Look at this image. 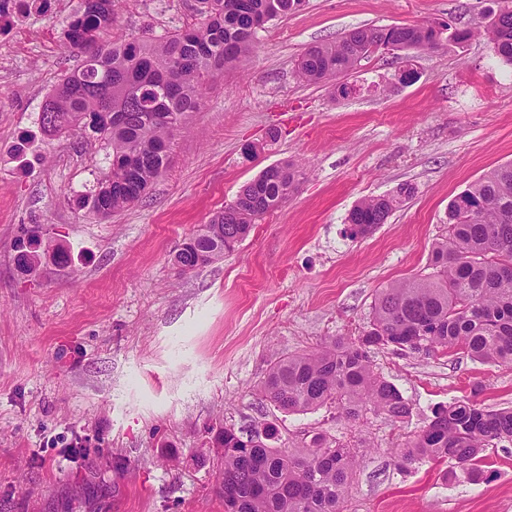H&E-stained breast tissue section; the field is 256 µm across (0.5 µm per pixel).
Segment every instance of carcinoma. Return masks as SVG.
Wrapping results in <instances>:
<instances>
[{"label": "carcinoma", "instance_id": "carcinoma-1", "mask_svg": "<svg viewBox=\"0 0 512 512\" xmlns=\"http://www.w3.org/2000/svg\"><path fill=\"white\" fill-rule=\"evenodd\" d=\"M198 21L159 39L104 42L116 21L115 0H84L69 24L70 46L97 51L64 77L39 114L48 134L90 130L111 149L110 164L78 208L97 217L137 202L167 168L168 144L191 112L200 109L207 86L224 69L254 51L256 30L296 13L305 0H196ZM446 22L359 27L334 41L314 44L298 58L302 81L330 84L346 97L354 86L340 76L389 45L405 50L438 48ZM483 35L512 65V7L486 16L484 24L452 37L462 43ZM291 163L269 167L243 185L174 256L182 272L205 267L238 244L237 236L275 211L296 189ZM414 194L408 184L368 197L348 213L349 236L365 238ZM40 256L19 247L22 272ZM433 272L392 283L377 294L364 334L332 340L312 351L275 361L262 384L282 412L299 414L334 407L347 419L381 412L393 422L412 407L394 384L373 369L371 352L392 347L413 353L462 352L487 364L512 365V162L499 165L448 204V236L432 251ZM276 430L253 433L221 429L224 443L220 496L224 512H346V496L358 451L347 443L313 436L303 449L270 444ZM512 444V408L487 409L457 400L432 410L427 425L397 449V467L409 472L425 463H452L471 480L487 478L486 449Z\"/></svg>", "mask_w": 512, "mask_h": 512}]
</instances>
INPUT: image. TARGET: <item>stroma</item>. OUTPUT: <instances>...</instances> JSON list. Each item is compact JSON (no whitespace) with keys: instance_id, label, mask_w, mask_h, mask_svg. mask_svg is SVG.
<instances>
[{"instance_id":"1","label":"stroma","mask_w":512,"mask_h":512,"mask_svg":"<svg viewBox=\"0 0 512 512\" xmlns=\"http://www.w3.org/2000/svg\"><path fill=\"white\" fill-rule=\"evenodd\" d=\"M81 3L49 0L0 29V512H224L215 429L270 424L279 448L317 433L358 448L347 512H512V445L488 449L479 483L448 463L404 473L394 458L436 406L512 407V366L374 350L412 404L402 423L289 415L261 393L278 359L362 336L381 288L428 273L449 202L512 161V66L485 38L361 61L346 98L299 81V56L364 25L473 28L500 0H306L211 83L146 194L101 220L77 201L108 166L104 144L39 125L81 62L64 37ZM193 3L121 0L101 38L163 36L194 22ZM409 66L416 79L399 83ZM285 161L303 171L297 190L234 252L180 272L181 245ZM402 183L414 196L372 235L348 237L354 205ZM36 226L70 260L27 275L15 245Z\"/></svg>"}]
</instances>
